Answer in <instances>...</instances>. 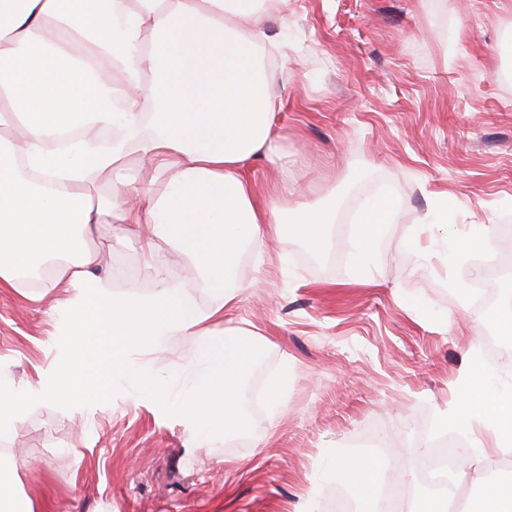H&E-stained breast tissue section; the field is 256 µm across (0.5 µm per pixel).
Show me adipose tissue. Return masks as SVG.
Here are the masks:
<instances>
[{"mask_svg": "<svg viewBox=\"0 0 512 512\" xmlns=\"http://www.w3.org/2000/svg\"><path fill=\"white\" fill-rule=\"evenodd\" d=\"M264 0H0V288L43 296L49 268L66 297L53 306V357L25 384L0 370V442L32 404L88 409L93 387L110 401L164 409L199 442L247 430L244 383L259 348L250 330L219 329L244 285V247L292 233L327 249L335 206L305 208L286 223L282 203L261 197L245 169L253 158L286 165L274 134L263 50L271 44ZM142 165L120 179L129 154ZM167 180L156 192L154 184ZM349 239L360 267L396 207L386 197L351 203ZM119 216L155 270L149 295L116 296L96 276L92 227ZM448 195L422 221L447 256L494 246L487 225L448 233ZM185 253L208 288L210 310L169 281L160 246ZM197 337L195 355L161 382L144 356L175 336ZM454 422L489 443L468 448L475 475L512 452V385L470 375Z\"/></svg>", "mask_w": 512, "mask_h": 512, "instance_id": "ef3b65f1", "label": "adipose tissue"}]
</instances>
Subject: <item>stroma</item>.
Wrapping results in <instances>:
<instances>
[{"label": "stroma", "instance_id": "35a3bbf8", "mask_svg": "<svg viewBox=\"0 0 512 512\" xmlns=\"http://www.w3.org/2000/svg\"><path fill=\"white\" fill-rule=\"evenodd\" d=\"M267 26L282 48L272 61L288 167L256 158L260 194L287 192L289 210L338 202L332 247L313 251L293 234L242 259L247 282L224 325H248L265 347L246 390H267L290 367L283 412L249 409V431L200 446L180 421L151 404L109 403L66 413L30 406L0 458L19 489L46 495L47 512H336L348 495L327 468L402 458L407 493L420 491L421 445L443 430L471 364L512 382V357L485 353L489 319L463 296L492 273L491 249L457 260L418 228L436 192L454 225H512V0H276ZM390 193L400 207L374 246L369 275L355 271L350 203ZM94 247L116 295L157 286L140 241L125 225H101ZM0 289V368L35 381L51 355L49 301ZM478 360H471L472 349ZM197 349L172 337L149 357L174 375Z\"/></svg>", "mask_w": 512, "mask_h": 512}]
</instances>
